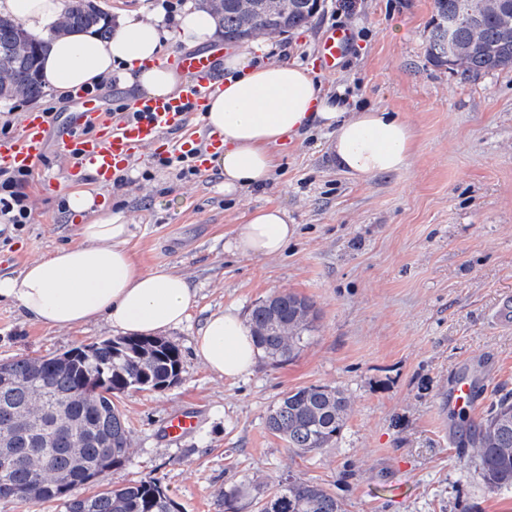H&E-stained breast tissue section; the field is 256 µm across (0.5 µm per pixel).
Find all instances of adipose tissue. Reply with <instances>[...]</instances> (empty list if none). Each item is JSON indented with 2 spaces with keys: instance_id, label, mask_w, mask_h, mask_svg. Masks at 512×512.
<instances>
[{
  "instance_id": "ef3b65f1",
  "label": "adipose tissue",
  "mask_w": 512,
  "mask_h": 512,
  "mask_svg": "<svg viewBox=\"0 0 512 512\" xmlns=\"http://www.w3.org/2000/svg\"><path fill=\"white\" fill-rule=\"evenodd\" d=\"M0 10L49 39L40 77L61 96L104 75L117 76L137 97L178 95L186 79L164 60L165 45L203 48L217 38L213 17L191 6L170 26L160 10L148 18L122 12L106 39L88 30L53 35L64 17L61 0H0ZM224 67V87L210 96L204 119L224 137L212 163L224 175L225 194L265 187L279 164L274 146L313 129L330 130L328 149L337 168L359 181L401 172L416 151V130L399 113L359 109L327 95L297 63L256 65L244 47L226 57ZM296 232L287 210L259 207L236 227L227 248L246 259L274 257ZM129 234L122 212H105L79 226L77 245L56 249L19 275L0 276V301L15 303L31 322L55 328L102 321L116 332L153 336L182 325L194 289L168 267L142 270L125 248ZM193 351L221 378L248 373L259 356L248 324L232 309L205 319Z\"/></svg>"
}]
</instances>
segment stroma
Here are the masks:
<instances>
[{
	"label": "stroma",
	"instance_id": "35a3bbf8",
	"mask_svg": "<svg viewBox=\"0 0 512 512\" xmlns=\"http://www.w3.org/2000/svg\"><path fill=\"white\" fill-rule=\"evenodd\" d=\"M336 5L321 0L307 27L266 38L252 55L309 67L324 26L351 27L355 53L314 79L327 94L340 90L350 104L411 122L417 150L405 171L354 180L336 168L322 129L278 144L268 186L232 199L218 189V169L182 179L160 166L178 154L174 142L149 150L119 188L72 182L69 160L51 153L43 166L52 181L28 188L32 224H0V253L12 258L0 275L78 243L87 217L64 202L82 189L124 212L126 247L143 270L175 269L194 288L189 320L163 335L181 352L179 381L114 399L133 454L107 473L112 487L156 478L182 512H224V490L243 483L237 512H258L267 484L298 475L334 493L346 512H512V488L484 484L442 404L457 370L487 377L471 426L512 393V72L465 82L432 66L433 0H355L342 16ZM264 205L286 209L297 226L283 254L248 260L228 251L237 225ZM279 293L308 299L316 313L291 361L262 357L228 379L194 355L192 338L209 314L233 308L245 318ZM111 334L102 322L36 324L0 301V361L51 357ZM310 385L343 388L349 413L337 441L299 457L266 417L284 392ZM190 405L203 410L200 428L180 444L162 442L167 414Z\"/></svg>",
	"mask_w": 512,
	"mask_h": 512
}]
</instances>
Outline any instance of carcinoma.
Masks as SVG:
<instances>
[{"mask_svg":"<svg viewBox=\"0 0 512 512\" xmlns=\"http://www.w3.org/2000/svg\"><path fill=\"white\" fill-rule=\"evenodd\" d=\"M62 34L97 27L111 33L92 0H65ZM224 40L242 43L258 34L282 35L306 26L316 0H200ZM459 0H434L426 42L429 62L464 80L512 70V4L483 13L454 31L462 48L448 56V17ZM48 41L32 35L17 17L0 14V99L39 95L40 58ZM313 304L291 293L262 300L250 312L256 347L275 364L292 360L313 330ZM49 358L0 362V499L59 512H180L157 479L87 496L85 486L131 460V435L112 397L128 391L160 390L175 384L181 353L156 337L106 338ZM348 401L339 387L310 385L283 394L266 418L267 429L297 456L315 453L340 436ZM470 457L491 488L512 487V398L491 404L487 417L467 436ZM259 512H346L323 486L290 476L272 484Z\"/></svg>","mask_w":512,"mask_h":512,"instance_id":"carcinoma-1","label":"carcinoma"}]
</instances>
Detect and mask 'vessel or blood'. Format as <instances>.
I'll return each instance as SVG.
<instances>
[{
    "mask_svg": "<svg viewBox=\"0 0 512 512\" xmlns=\"http://www.w3.org/2000/svg\"><path fill=\"white\" fill-rule=\"evenodd\" d=\"M353 42L354 35L348 27L332 25L321 31L315 51L320 71L336 72L349 57ZM223 55L224 46L220 43L205 51L178 55L172 64L188 78L184 91L172 97L140 98L129 116L113 113L95 97L81 94L69 115L65 132L53 144L47 137L46 115L24 113L14 134L0 138V168L39 169L47 149L51 148L58 156L70 160V175L89 170L105 186L146 149L175 134L182 151H194L199 169H208L210 157L222 148L223 139L216 132L199 137L189 116L202 114L210 94L216 91L222 78L217 62ZM482 383V378L472 372L458 373L448 392L449 413H470L479 400ZM201 422V409H178L167 414L160 435L165 442L178 444L196 431Z\"/></svg>",
    "mask_w": 512,
    "mask_h": 512,
    "instance_id": "obj_1",
    "label": "vessel or blood"
}]
</instances>
